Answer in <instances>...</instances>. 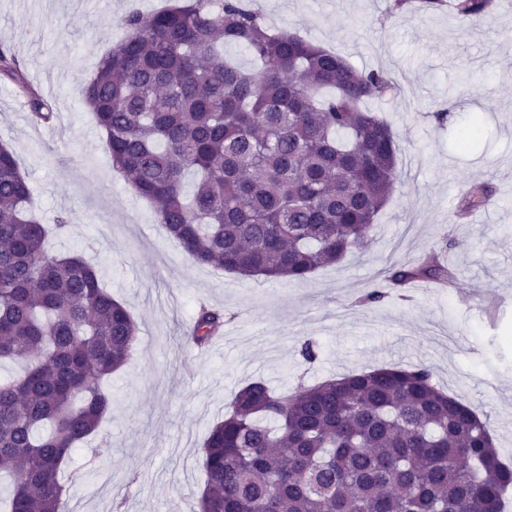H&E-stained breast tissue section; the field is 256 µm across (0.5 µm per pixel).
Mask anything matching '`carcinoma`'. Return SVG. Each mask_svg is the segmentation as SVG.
I'll list each match as a JSON object with an SVG mask.
<instances>
[{
  "mask_svg": "<svg viewBox=\"0 0 512 512\" xmlns=\"http://www.w3.org/2000/svg\"><path fill=\"white\" fill-rule=\"evenodd\" d=\"M422 7L477 22L490 0ZM124 23L127 37L79 94L112 168L196 263L304 280L369 246L397 181V142L361 104L395 97L392 78L271 30L245 0H172ZM227 43L261 68L229 61ZM0 73L25 90L36 121L53 122L2 50ZM31 195L1 143L0 361L21 358L24 368L0 382V471L12 478L9 512H66L63 464L109 414L102 382L131 359L137 328L82 255L49 252L68 221L42 224ZM493 196L488 183L470 185L453 217ZM454 278L435 251L384 275L397 288ZM223 327L224 311L203 305L189 339L203 346ZM203 457L198 512H502L512 487L489 422L427 368L381 367L291 394L253 380L210 430Z\"/></svg>",
  "mask_w": 512,
  "mask_h": 512,
  "instance_id": "1",
  "label": "carcinoma"
}]
</instances>
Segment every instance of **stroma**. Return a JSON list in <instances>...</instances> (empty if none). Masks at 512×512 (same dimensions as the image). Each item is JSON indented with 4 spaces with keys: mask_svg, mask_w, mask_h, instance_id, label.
Here are the masks:
<instances>
[{
    "mask_svg": "<svg viewBox=\"0 0 512 512\" xmlns=\"http://www.w3.org/2000/svg\"><path fill=\"white\" fill-rule=\"evenodd\" d=\"M266 22L308 36L355 67L380 70L400 94L382 112L396 135L399 179L361 251L307 279L247 278L194 263L109 162L104 131L79 89L126 35L133 10L164 0H0V49L51 103L35 123L19 86L0 74V142L12 147L43 223L68 231L54 252H79L133 316L131 360L112 376V410L73 452L63 479L70 512H196L203 445L227 403L255 379L286 392L379 367H425L493 428L512 464V0L471 24L394 0H257ZM481 139L457 148L473 119ZM495 189L480 222L451 213L472 182ZM442 251L452 287L420 283L360 301L392 263ZM223 308L225 334L205 349L185 332L200 303ZM312 342L317 358L305 362Z\"/></svg>",
    "mask_w": 512,
    "mask_h": 512,
    "instance_id": "35a3bbf8",
    "label": "stroma"
}]
</instances>
